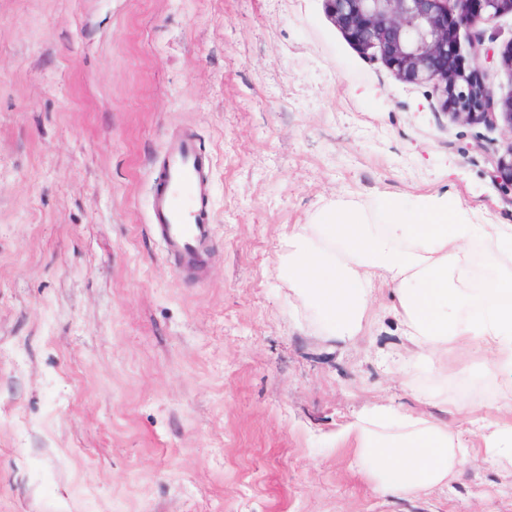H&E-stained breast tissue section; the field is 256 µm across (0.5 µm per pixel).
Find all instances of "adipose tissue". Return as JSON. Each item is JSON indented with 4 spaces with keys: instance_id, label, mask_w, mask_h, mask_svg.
Wrapping results in <instances>:
<instances>
[{
    "instance_id": "1",
    "label": "adipose tissue",
    "mask_w": 512,
    "mask_h": 512,
    "mask_svg": "<svg viewBox=\"0 0 512 512\" xmlns=\"http://www.w3.org/2000/svg\"><path fill=\"white\" fill-rule=\"evenodd\" d=\"M489 248L490 269L474 283L475 242ZM281 273L312 308L321 335L344 342L371 320L377 283L393 291V311L407 340L430 362L436 378L448 355H479L493 372L512 377V224L474 223L455 198L432 195L411 210L381 199L370 212L350 201L311 224L295 225L281 243ZM432 406L469 418L476 445L447 423L376 404L336 436L382 493L417 498L448 485L472 452L492 465H512V396L507 416L474 417L463 396L435 395Z\"/></svg>"
}]
</instances>
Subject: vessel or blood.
<instances>
[{"label":"vessel or blood","instance_id":"vessel-or-blood-1","mask_svg":"<svg viewBox=\"0 0 512 512\" xmlns=\"http://www.w3.org/2000/svg\"><path fill=\"white\" fill-rule=\"evenodd\" d=\"M149 224L179 277L199 279L213 238L212 163L193 131H174L156 162Z\"/></svg>","mask_w":512,"mask_h":512}]
</instances>
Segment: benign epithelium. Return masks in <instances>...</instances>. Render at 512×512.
<instances>
[{
	"label": "benign epithelium",
	"instance_id": "7a95c632",
	"mask_svg": "<svg viewBox=\"0 0 512 512\" xmlns=\"http://www.w3.org/2000/svg\"><path fill=\"white\" fill-rule=\"evenodd\" d=\"M332 20L371 61L408 83L432 85L453 122L505 132L491 155L493 177L512 191V94L499 98L487 82L496 50L488 27L512 13V0H324ZM470 34L463 54L457 30ZM500 62L512 71V47Z\"/></svg>",
	"mask_w": 512,
	"mask_h": 512
}]
</instances>
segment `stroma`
Segmentation results:
<instances>
[{"instance_id": "35a3bbf8", "label": "stroma", "mask_w": 512, "mask_h": 512, "mask_svg": "<svg viewBox=\"0 0 512 512\" xmlns=\"http://www.w3.org/2000/svg\"><path fill=\"white\" fill-rule=\"evenodd\" d=\"M180 126L214 157L198 281L148 224ZM501 140L369 62L324 0H0V512H512L511 470L404 499L336 444L374 402L512 381L476 358L431 380L384 286L361 336L325 340L279 274L341 198L512 224Z\"/></svg>"}]
</instances>
